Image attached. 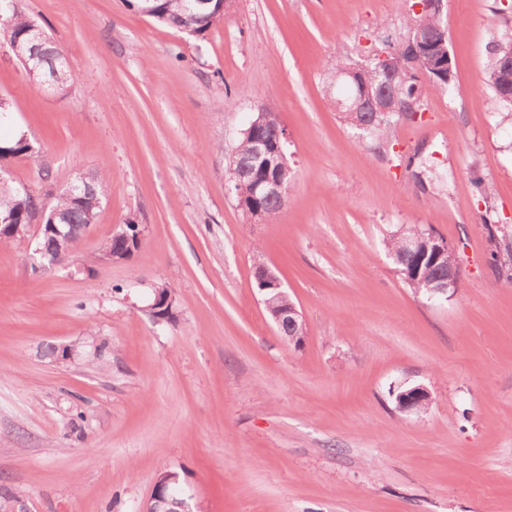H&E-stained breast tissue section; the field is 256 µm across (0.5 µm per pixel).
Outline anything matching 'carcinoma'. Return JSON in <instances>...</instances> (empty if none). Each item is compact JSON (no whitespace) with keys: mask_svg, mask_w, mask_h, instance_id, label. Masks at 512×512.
<instances>
[{"mask_svg":"<svg viewBox=\"0 0 512 512\" xmlns=\"http://www.w3.org/2000/svg\"><path fill=\"white\" fill-rule=\"evenodd\" d=\"M152 18L159 24L175 28L181 31L190 30L193 35H203L214 22L221 2L214 0L209 8L203 12L206 16L204 22L197 24L187 15L186 0H152ZM0 31L3 32L7 44L16 41L25 42L32 28L38 26V22L19 12L14 6V0H0ZM420 24L429 31L433 46L437 47L436 54L446 57L448 48V36L443 27L441 16L428 15L419 18ZM490 60L485 72L484 82L490 88L498 104L508 111H512V100L509 101L499 94V61L512 57V26L504 25L503 28L492 37L489 43ZM29 78L45 85L55 83L60 89L67 88L75 80V74L70 69L65 57L60 51L45 57L42 61L30 65ZM432 86L441 92H451L452 79L448 78V70L439 72L433 70L429 73ZM345 94L336 97V109L342 114L347 124L363 119L359 112L345 110V99L354 94V88L344 87ZM392 92L395 93L397 104L394 110L371 116L368 126L364 129L372 139L382 140L394 123L398 109L403 106L420 103L419 77L413 75L410 79L394 84ZM252 135H241L237 145L236 168L241 174L239 182L234 185V192L239 206L252 213H270L271 202L262 198L255 190L256 181L262 178L259 171L254 169L252 154ZM32 152V145L22 135L10 139H0V156L7 158ZM108 178L100 172L80 173L73 181V185L79 188L77 195L67 192L60 193L51 211L63 216L68 224H88L93 221L101 206L107 191ZM40 204L39 197L31 193H23L11 184L7 178L0 179V222L4 224H26L32 218L34 210ZM430 231L409 225L400 227L391 232L385 239V248L389 253L397 272L402 276L407 286L419 295H426L428 289L434 287L437 281L445 279L456 268V258L452 252L435 253L433 246H428V252L419 262H414L413 257L405 251L407 239L416 236H427ZM489 265L498 276L512 281V247L500 248L495 245L489 252Z\"/></svg>","mask_w":512,"mask_h":512,"instance_id":"obj_1","label":"carcinoma"}]
</instances>
